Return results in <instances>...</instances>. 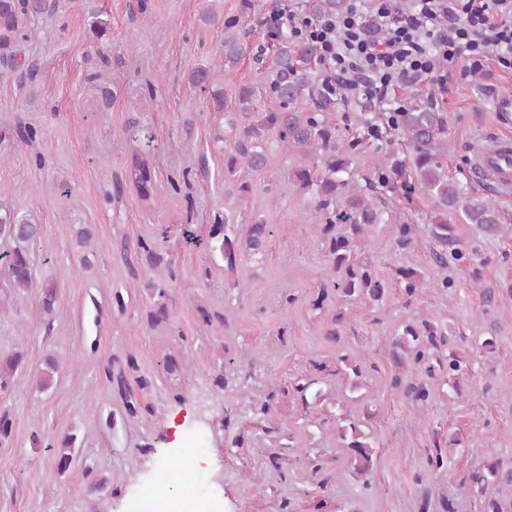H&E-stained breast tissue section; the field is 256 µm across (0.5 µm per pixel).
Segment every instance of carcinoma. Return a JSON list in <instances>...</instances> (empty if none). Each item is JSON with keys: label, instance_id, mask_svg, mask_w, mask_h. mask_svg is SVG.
Instances as JSON below:
<instances>
[{"label": "carcinoma", "instance_id": "carcinoma-1", "mask_svg": "<svg viewBox=\"0 0 512 512\" xmlns=\"http://www.w3.org/2000/svg\"><path fill=\"white\" fill-rule=\"evenodd\" d=\"M308 14L323 18L346 13L350 0H305ZM46 0H0V66L16 70L25 66V49L29 40L37 35L31 27L32 19L45 12ZM239 20L224 22V61L238 63L244 56V45L238 34ZM276 70L268 93L255 84L238 87L233 98L224 95V81L210 67L199 64L189 71V79L206 93L210 110L224 117L229 136L219 133L214 142L225 144L224 191L225 198L242 205L249 196L250 184L237 178L239 171L252 173L263 171L272 155L273 147L284 150L293 148L300 158V166L293 171L291 187L310 199L324 231L338 224L346 226V232L330 237L329 274L333 286L346 297L382 299L385 285L368 262L358 258L356 248L362 244L372 226L381 223V214L374 209L370 195L376 186L410 200L417 191L433 202L435 217L430 220V238L435 263L448 266V258L460 260L463 253L458 248L453 225L448 220L459 218L463 224L474 225L476 231L487 238H494L504 230L502 214L496 203L484 196H475L457 178L448 176L445 159L448 156V139L443 137V118L426 104H415L403 112L393 114L396 133L408 144L410 156L387 150L379 153L373 167V179L359 185L350 171L351 155L358 147L353 139L341 142L336 139V125L331 122L330 99L317 90L316 77L311 64L319 58L317 46L309 41H299L282 32L275 36ZM316 108L306 112L298 106L303 92ZM259 115V120L250 117ZM132 141L136 148L127 169V186L143 200L151 197L154 171L148 160L153 151L154 138L146 129L132 126ZM271 225L264 220L247 225L245 237H239L231 216L217 220L209 231L210 239L219 243L227 269L251 254L262 251L270 235ZM395 242L405 246L417 236L411 224L393 227ZM14 243L12 250L0 254V260L8 267L14 287L28 289L33 278L30 266L31 251L40 239V225L0 205V238ZM396 281L405 292L413 295L431 288H446L448 281L440 283L426 280L410 268L396 270ZM447 344L445 333L431 322H408L392 341L391 359L402 366L410 359L424 374L425 379L402 385L394 380L402 397L415 405L429 402L428 381L438 377L459 389L460 380L468 373L466 360L451 351L443 353ZM22 364V354L0 359V391L9 387L10 377ZM313 379H300L292 385L291 394L304 406H309ZM339 437L348 448L353 473L363 477L371 473L375 450L359 422L349 421L339 428ZM73 437L62 441L57 449L58 470L67 472L73 461ZM471 487L481 494L492 490L487 500L486 512H504L499 499L504 493L512 494V467L503 466L495 459L484 469L470 477Z\"/></svg>", "mask_w": 512, "mask_h": 512}]
</instances>
